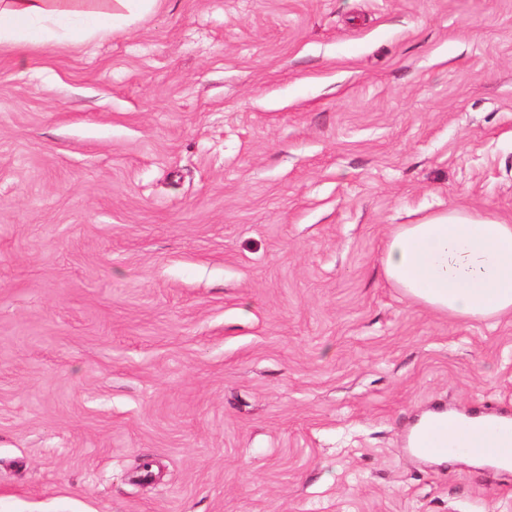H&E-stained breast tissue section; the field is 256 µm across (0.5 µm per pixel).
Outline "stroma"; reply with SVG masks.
I'll list each match as a JSON object with an SVG mask.
<instances>
[{
    "label": "stroma",
    "instance_id": "1",
    "mask_svg": "<svg viewBox=\"0 0 512 512\" xmlns=\"http://www.w3.org/2000/svg\"><path fill=\"white\" fill-rule=\"evenodd\" d=\"M512 221V0H159L0 46V512H512L412 454L512 416V316L385 278L397 225Z\"/></svg>",
    "mask_w": 512,
    "mask_h": 512
}]
</instances>
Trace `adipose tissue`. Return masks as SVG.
<instances>
[{
  "label": "adipose tissue",
  "instance_id": "obj_1",
  "mask_svg": "<svg viewBox=\"0 0 512 512\" xmlns=\"http://www.w3.org/2000/svg\"><path fill=\"white\" fill-rule=\"evenodd\" d=\"M157 0H111L108 9L71 0H0V45L49 49L112 34ZM387 281L414 303L458 319L512 315V224L451 209L402 224L382 255Z\"/></svg>",
  "mask_w": 512,
  "mask_h": 512
}]
</instances>
